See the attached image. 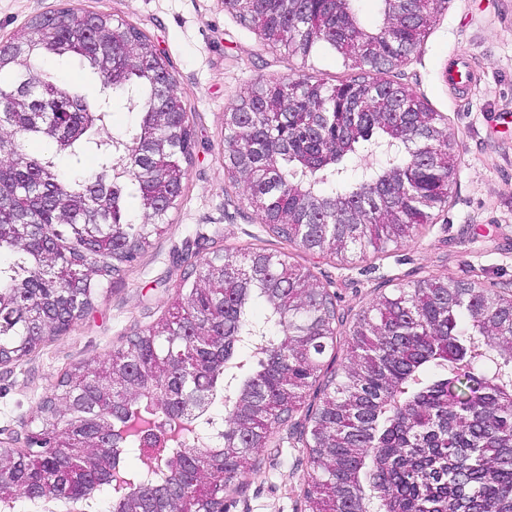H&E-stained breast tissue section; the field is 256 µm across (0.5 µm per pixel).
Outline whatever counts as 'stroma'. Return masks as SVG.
Returning <instances> with one entry per match:
<instances>
[{
    "label": "stroma",
    "instance_id": "stroma-1",
    "mask_svg": "<svg viewBox=\"0 0 512 512\" xmlns=\"http://www.w3.org/2000/svg\"><path fill=\"white\" fill-rule=\"evenodd\" d=\"M112 15L168 57L187 104L194 147L181 204L131 268L103 282L94 307L21 360L0 364V439L37 428V408L62 375L102 358L167 312L184 272L206 252L287 253L336 303L337 350L347 324L381 295L432 276L512 294V0H443L408 59L384 75L412 89L451 137L457 172L448 199L412 240L358 258L323 256L276 237L251 206L244 182L224 171V114L258 82L311 75L332 87L362 70L321 44L303 57L265 42L224 0H0V39L60 8ZM466 55L472 83L450 86L445 69ZM307 450L292 424L276 425L252 470L224 496V512H307Z\"/></svg>",
    "mask_w": 512,
    "mask_h": 512
}]
</instances>
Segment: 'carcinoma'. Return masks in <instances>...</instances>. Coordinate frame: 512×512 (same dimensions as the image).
<instances>
[{"instance_id":"carcinoma-1","label":"carcinoma","mask_w":512,"mask_h":512,"mask_svg":"<svg viewBox=\"0 0 512 512\" xmlns=\"http://www.w3.org/2000/svg\"><path fill=\"white\" fill-rule=\"evenodd\" d=\"M383 2L386 40H348L336 0H255L245 20L262 38L307 56L319 44L371 69L418 46L432 17L423 0ZM119 43L106 60L96 41ZM77 58L111 84L112 100L137 114L112 131L110 105L91 102L44 68ZM33 95L63 109L59 122L16 103ZM369 86L361 100L349 94ZM299 94L284 115L275 104ZM227 113L224 169L246 182L248 200L278 237L309 251L365 255L403 243L448 198L456 165L448 137L409 89L360 76L328 89L310 77L261 82ZM0 360L20 359L92 307L101 281L126 271L168 224L192 156L187 107L169 61L135 26L78 9L33 19L0 44ZM410 149L382 174L353 184L346 158L376 140ZM49 145L29 152L25 143ZM71 160L65 174L60 154ZM91 154L96 166H83ZM135 187L141 212H126ZM277 334L238 354L241 337L267 323ZM336 310L285 254L216 251L177 286L168 317L103 358L66 373L38 410L36 449L0 448V500L27 512L109 486L114 465L136 484L110 512H224V494L251 469L275 425L321 382L308 418L311 512H363L371 485L382 512H512V299L472 283L433 277L399 288L353 327L347 364L322 378L334 347ZM219 447L196 441L162 463L132 471L131 448L153 447L121 430L142 409L165 418L225 377Z\"/></svg>"}]
</instances>
